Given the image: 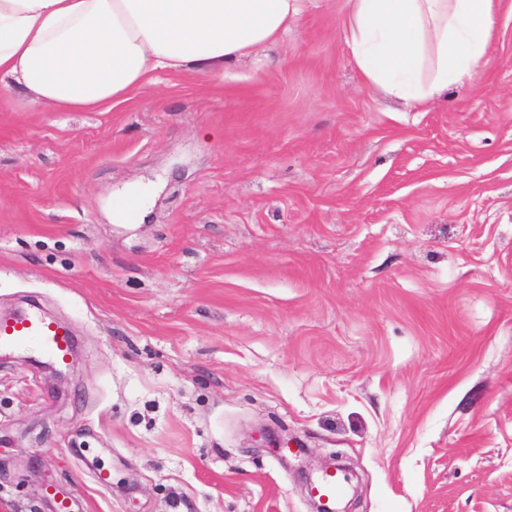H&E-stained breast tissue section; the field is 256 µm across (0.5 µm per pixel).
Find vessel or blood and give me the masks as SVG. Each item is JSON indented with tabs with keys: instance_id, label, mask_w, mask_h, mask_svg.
<instances>
[{
	"instance_id": "b4317fda",
	"label": "vessel or blood",
	"mask_w": 512,
	"mask_h": 512,
	"mask_svg": "<svg viewBox=\"0 0 512 512\" xmlns=\"http://www.w3.org/2000/svg\"><path fill=\"white\" fill-rule=\"evenodd\" d=\"M70 347L69 331L53 319L35 313L0 317V350H34L62 364Z\"/></svg>"
}]
</instances>
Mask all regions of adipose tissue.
Segmentation results:
<instances>
[{"label":"adipose tissue","mask_w":512,"mask_h":512,"mask_svg":"<svg viewBox=\"0 0 512 512\" xmlns=\"http://www.w3.org/2000/svg\"><path fill=\"white\" fill-rule=\"evenodd\" d=\"M504 0H351L364 81L422 102L473 82ZM299 0H0V77L28 110L105 111L155 69L222 70L276 41Z\"/></svg>","instance_id":"adipose-tissue-1"}]
</instances>
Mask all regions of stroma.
<instances>
[{"label":"stroma","mask_w":512,"mask_h":512,"mask_svg":"<svg viewBox=\"0 0 512 512\" xmlns=\"http://www.w3.org/2000/svg\"><path fill=\"white\" fill-rule=\"evenodd\" d=\"M348 14L106 112L0 81V316L76 343L62 378L0 351V512H311L332 457L354 512H512V13L423 104L365 84Z\"/></svg>","instance_id":"1"}]
</instances>
